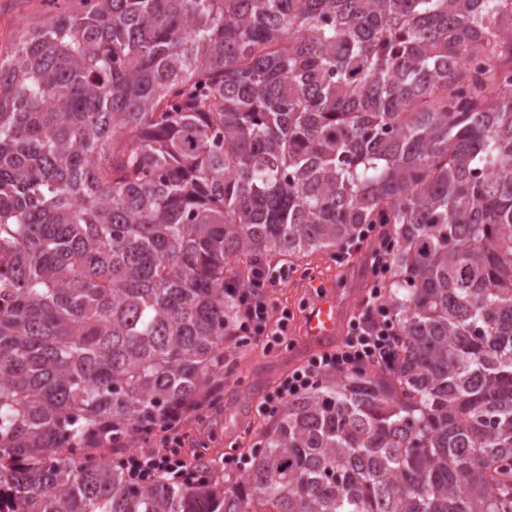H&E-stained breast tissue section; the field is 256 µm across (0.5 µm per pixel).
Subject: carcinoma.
<instances>
[{"label":"carcinoma","mask_w":512,"mask_h":512,"mask_svg":"<svg viewBox=\"0 0 512 512\" xmlns=\"http://www.w3.org/2000/svg\"><path fill=\"white\" fill-rule=\"evenodd\" d=\"M0 55V512H512V0H79ZM390 224L387 371L247 476L112 461L237 293Z\"/></svg>","instance_id":"obj_1"}]
</instances>
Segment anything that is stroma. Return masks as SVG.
Instances as JSON below:
<instances>
[{
    "label": "stroma",
    "mask_w": 512,
    "mask_h": 512,
    "mask_svg": "<svg viewBox=\"0 0 512 512\" xmlns=\"http://www.w3.org/2000/svg\"><path fill=\"white\" fill-rule=\"evenodd\" d=\"M70 7L69 0H59L55 6L48 0H0V49H11L22 35L48 24L57 10ZM307 261V273L289 274L270 291L273 301L290 317L282 341L269 350L256 342L225 341L224 374L210 389L211 403L204 405L202 416L182 419L194 453L204 454L206 460L242 456L262 443L272 420L259 414V404L275 381L305 362L297 343L302 315L316 294L312 282L329 284L350 316L369 288L366 252L346 262L319 251Z\"/></svg>",
    "instance_id": "stroma-1"
}]
</instances>
